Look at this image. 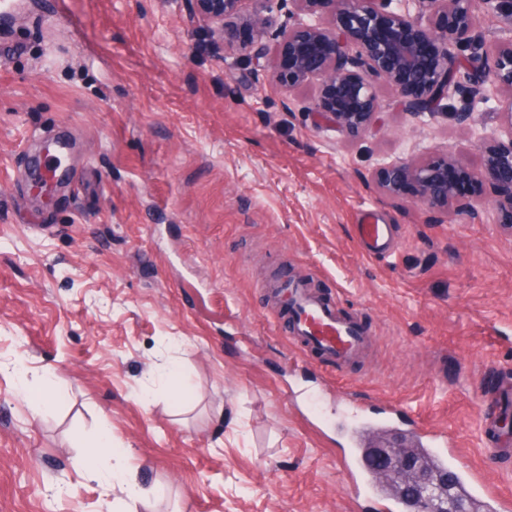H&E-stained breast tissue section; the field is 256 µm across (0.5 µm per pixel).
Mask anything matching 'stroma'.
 Listing matches in <instances>:
<instances>
[{
	"instance_id": "35a3bbf8",
	"label": "stroma",
	"mask_w": 512,
	"mask_h": 512,
	"mask_svg": "<svg viewBox=\"0 0 512 512\" xmlns=\"http://www.w3.org/2000/svg\"><path fill=\"white\" fill-rule=\"evenodd\" d=\"M189 0H9L0 11V512H124L100 427L157 495L137 512H376L342 471L335 429L289 386L359 410L406 409L450 433L459 464L512 500L489 459L490 366L512 368V224L485 183L430 212L377 192L379 164L481 163L491 114L410 115L379 83L350 140L238 52L208 54ZM61 142L58 183L31 177ZM395 254L364 252L362 211ZM309 274L373 343L335 376L291 346L268 285ZM53 372L46 412L18 390ZM96 457L101 477L86 471Z\"/></svg>"
}]
</instances>
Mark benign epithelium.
<instances>
[{
	"label": "benign epithelium",
	"instance_id": "7a95c632",
	"mask_svg": "<svg viewBox=\"0 0 512 512\" xmlns=\"http://www.w3.org/2000/svg\"><path fill=\"white\" fill-rule=\"evenodd\" d=\"M479 1L485 17L509 34L491 51L476 34ZM190 2L193 20L210 24L207 51L222 56L231 47L248 60L262 59L288 91L319 79V95L305 111L320 114L346 137L360 135L375 121L382 108L375 87L381 81L393 87L402 112L435 115L444 102L458 98L445 113L458 124L495 102L494 116L508 136L478 135L481 167L463 169L448 156L401 158L378 167L375 184L428 209L450 202L464 208L462 187L487 180L504 221L512 223V0H292V23L269 42L255 32L268 25L274 0ZM246 3L252 4L248 10ZM368 462L384 480L426 496L432 492L428 473L393 446L371 448Z\"/></svg>",
	"mask_w": 512,
	"mask_h": 512
}]
</instances>
